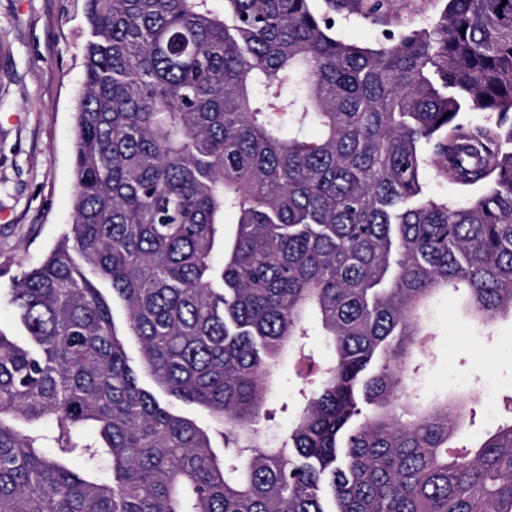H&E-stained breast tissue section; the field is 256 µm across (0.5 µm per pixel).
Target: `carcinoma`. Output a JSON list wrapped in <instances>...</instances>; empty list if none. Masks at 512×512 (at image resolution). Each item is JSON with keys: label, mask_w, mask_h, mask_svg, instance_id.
I'll return each mask as SVG.
<instances>
[{"label": "carcinoma", "mask_w": 512, "mask_h": 512, "mask_svg": "<svg viewBox=\"0 0 512 512\" xmlns=\"http://www.w3.org/2000/svg\"><path fill=\"white\" fill-rule=\"evenodd\" d=\"M83 10L73 224L0 331V512H512V408L460 445L473 398L416 385L433 295L512 315V0L376 48L310 0ZM428 163L488 189L430 196ZM312 323L335 356L274 447L266 399Z\"/></svg>", "instance_id": "obj_1"}]
</instances>
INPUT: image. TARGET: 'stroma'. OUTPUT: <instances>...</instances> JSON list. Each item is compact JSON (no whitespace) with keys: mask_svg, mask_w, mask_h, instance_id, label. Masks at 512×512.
<instances>
[{"mask_svg":"<svg viewBox=\"0 0 512 512\" xmlns=\"http://www.w3.org/2000/svg\"><path fill=\"white\" fill-rule=\"evenodd\" d=\"M446 0H383L370 14L365 0H311L335 20L337 37L377 46L387 33L424 27ZM87 25L82 0H0V330L21 326L7 294L14 276L37 264L72 222L74 128L83 80ZM432 357L418 377L429 396L481 395L474 423L460 440H481L512 403V318L490 328L474 325L455 293L432 309ZM301 380L282 365L268 398L266 422L273 441L287 434L299 402Z\"/></svg>","mask_w":512,"mask_h":512,"instance_id":"1","label":"stroma"}]
</instances>
